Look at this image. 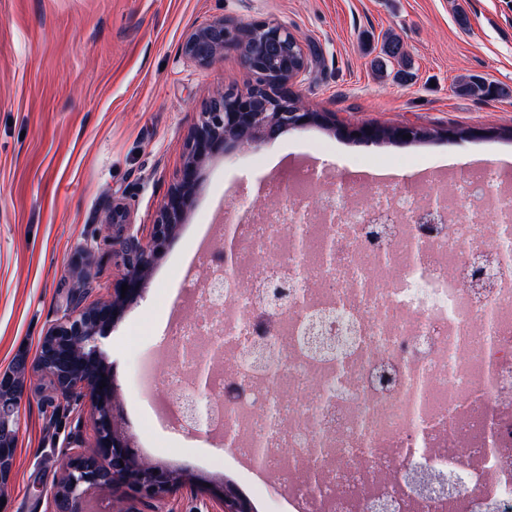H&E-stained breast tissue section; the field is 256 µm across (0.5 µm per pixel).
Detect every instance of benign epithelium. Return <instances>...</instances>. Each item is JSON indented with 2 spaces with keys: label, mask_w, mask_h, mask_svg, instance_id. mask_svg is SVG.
Here are the masks:
<instances>
[{
  "label": "benign epithelium",
  "mask_w": 512,
  "mask_h": 512,
  "mask_svg": "<svg viewBox=\"0 0 512 512\" xmlns=\"http://www.w3.org/2000/svg\"><path fill=\"white\" fill-rule=\"evenodd\" d=\"M307 55L306 48L288 27L268 21L229 25L218 19L193 30L183 45L184 55L200 66H211L228 48L236 50L245 73L244 88L227 89L212 96L200 112L187 139V153L177 183L168 192L149 239H144L131 219L124 199L112 198L107 208L100 237L112 245L122 273L114 282L111 299L86 304L74 299L72 312L52 324L45 333V347L58 345L86 349L102 361L108 322L121 316L140 294L155 260L174 236L191 196L200 180V170L212 156L231 149L250 150L276 138L283 131L309 124H327L336 128L334 116L311 109L296 86L307 67L295 70L291 77L275 79L271 68L275 60L288 66V45ZM128 285L121 292L122 285ZM106 386H101V382ZM56 398L65 401L88 399L89 416L96 430L93 444L78 448L61 458V477L54 492L70 501V512H85L90 491L120 490L139 501L171 497L181 487L194 486L198 480L186 472L148 463L135 456L125 434L121 417V398L115 381L103 377L88 378L84 370L72 364L54 377ZM211 367L202 362L197 370L196 390L186 401V412L196 432L209 426L211 414ZM210 497L219 512H253L248 500L224 483H207Z\"/></svg>",
  "instance_id": "benign-epithelium-1"
}]
</instances>
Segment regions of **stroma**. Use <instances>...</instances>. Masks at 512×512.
<instances>
[{
	"label": "stroma",
	"instance_id": "35a3bbf8",
	"mask_svg": "<svg viewBox=\"0 0 512 512\" xmlns=\"http://www.w3.org/2000/svg\"><path fill=\"white\" fill-rule=\"evenodd\" d=\"M288 26L315 53L298 86L320 112L354 126L413 124L470 129L512 127V97L481 101L455 92V80L483 77L512 87V0H0V374L16 356L34 360L47 329L76 296L110 299L121 269L96 239L113 197H125L134 223L149 235L176 182L187 135L210 96L244 85L234 50L201 67L185 58L188 34L213 19ZM398 34L413 78L397 64L377 78L372 62L386 32ZM493 174L512 167V140L434 139L364 146L318 126L291 129L255 152L232 150L208 160L183 221L156 260L140 297L111 323L107 362L123 399V416L146 449L142 458L193 474L235 480L252 503L258 476L224 444L200 432L155 429L147 410L164 401L174 366L156 342L155 318L172 312L186 254L207 228L255 206L259 178L287 168L321 172L320 189L349 184L371 201L374 167L417 179L447 170L449 159ZM151 355L156 387L141 391L135 371ZM94 436L76 403L53 398L49 381L29 373L13 471L0 486V512H55L50 495L70 437ZM215 512L201 490L163 502L116 501L94 491L89 512Z\"/></svg>",
	"mask_w": 512,
	"mask_h": 512
}]
</instances>
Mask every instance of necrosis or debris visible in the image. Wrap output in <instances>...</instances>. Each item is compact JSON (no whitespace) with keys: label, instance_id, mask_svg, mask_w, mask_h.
I'll return each mask as SVG.
<instances>
[{"label":"necrosis or debris","instance_id":"obj_1","mask_svg":"<svg viewBox=\"0 0 512 512\" xmlns=\"http://www.w3.org/2000/svg\"><path fill=\"white\" fill-rule=\"evenodd\" d=\"M316 180L309 169L269 179L278 203L234 224L235 253L203 247L182 272L193 312L171 323L163 423L186 431L197 366L219 348L210 430L264 471L297 467L288 512H374L378 497L388 512H512L500 455L512 447V230L481 233L489 211L512 213V191L489 196L482 171L453 176L432 224L416 182H375L364 208L344 191L308 194ZM318 240L335 243L333 259L311 257ZM475 338L478 361L459 364ZM398 463L453 488L372 483Z\"/></svg>","mask_w":512,"mask_h":512}]
</instances>
